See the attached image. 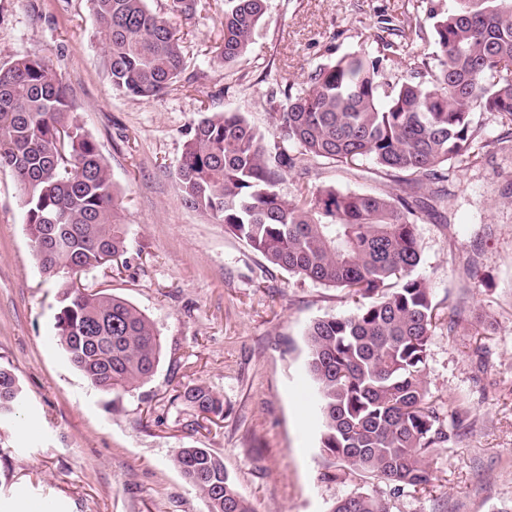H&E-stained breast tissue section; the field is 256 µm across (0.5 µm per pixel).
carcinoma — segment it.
Returning a JSON list of instances; mask_svg holds the SVG:
<instances>
[{
  "instance_id": "1",
  "label": "carcinoma",
  "mask_w": 512,
  "mask_h": 512,
  "mask_svg": "<svg viewBox=\"0 0 512 512\" xmlns=\"http://www.w3.org/2000/svg\"><path fill=\"white\" fill-rule=\"evenodd\" d=\"M105 35L112 87L157 100L185 69L180 37L147 0H90ZM201 0H166L187 20ZM267 0H224L217 57L232 63L251 44ZM438 52L415 55L410 77L388 79L390 55L354 51L307 72L297 93L271 91L278 110L270 136L239 112L208 113L187 133L175 171L183 199L209 214L276 269L360 300L355 309L313 320L306 367L322 419L321 448L352 475L396 493L432 481L430 454L458 427L428 400L425 369L437 307L423 279L415 225L442 197L417 196L422 177L490 146L480 115L512 128V0H456L435 18ZM62 74L27 55L0 66V168L22 192L30 246L40 271L74 278L127 251L109 166L82 129ZM371 160L404 194L344 192L332 185L283 193L305 161L354 166ZM56 336L98 391H130L150 380L161 340L128 300L70 288ZM179 398L199 414L222 415L207 387ZM22 406L13 371L0 365V420ZM174 467L207 512H255L207 448H182ZM330 512H390L374 491L356 490Z\"/></svg>"
}]
</instances>
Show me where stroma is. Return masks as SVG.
Returning <instances> with one entry per match:
<instances>
[{
	"mask_svg": "<svg viewBox=\"0 0 512 512\" xmlns=\"http://www.w3.org/2000/svg\"><path fill=\"white\" fill-rule=\"evenodd\" d=\"M454 0H268L247 51L224 64V0H202L182 37L187 65L173 90L145 101L113 89L106 44L89 0H0V66L39 54L61 72L85 132L112 173L128 248L77 279L88 293L122 297L153 323L162 353L150 381L97 392L54 338L64 280L43 275L29 247L22 191L0 168V364L24 393L23 411L0 421V512L49 502L48 512H207L173 466L183 447L210 449L256 512H330L358 488L391 512H512V132L481 116L491 147L448 166L438 216L417 225L416 270L443 313L425 381L435 412L458 413L464 433L434 451L430 484L394 494L345 473L320 446L306 376L305 330L348 311L345 293L269 266L185 204L175 177L185 134L204 112L243 113L261 132L274 118L272 87L299 89L313 66L381 48V23L412 19L410 55L437 51L433 22ZM399 193L366 160L311 166L302 184ZM202 384L224 403L204 417L179 397Z\"/></svg>",
	"mask_w": 512,
	"mask_h": 512,
	"instance_id": "35a3bbf8",
	"label": "stroma"
}]
</instances>
